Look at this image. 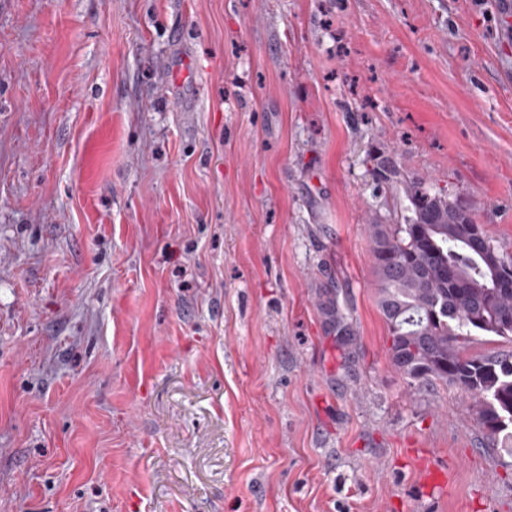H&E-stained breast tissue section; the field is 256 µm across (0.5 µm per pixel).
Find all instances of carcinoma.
<instances>
[{
    "instance_id": "obj_1",
    "label": "carcinoma",
    "mask_w": 512,
    "mask_h": 512,
    "mask_svg": "<svg viewBox=\"0 0 512 512\" xmlns=\"http://www.w3.org/2000/svg\"><path fill=\"white\" fill-rule=\"evenodd\" d=\"M401 224L369 225L391 366L408 383L456 386L491 445L512 457V352L473 355L481 336L512 343V256L460 198L411 180Z\"/></svg>"
}]
</instances>
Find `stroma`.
I'll return each mask as SVG.
<instances>
[{
	"label": "stroma",
	"instance_id": "obj_1",
	"mask_svg": "<svg viewBox=\"0 0 512 512\" xmlns=\"http://www.w3.org/2000/svg\"><path fill=\"white\" fill-rule=\"evenodd\" d=\"M509 72L496 0H0V512H512L368 231L414 178L512 254Z\"/></svg>",
	"mask_w": 512,
	"mask_h": 512
}]
</instances>
